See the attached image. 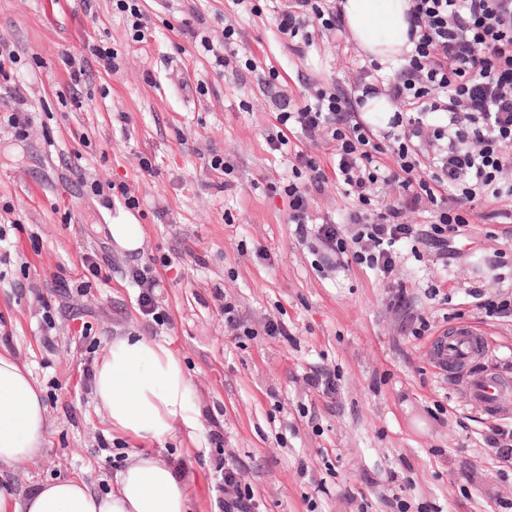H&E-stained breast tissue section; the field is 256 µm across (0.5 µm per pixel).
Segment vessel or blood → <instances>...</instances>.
I'll list each match as a JSON object with an SVG mask.
<instances>
[{
    "label": "vessel or blood",
    "instance_id": "vessel-or-blood-1",
    "mask_svg": "<svg viewBox=\"0 0 512 512\" xmlns=\"http://www.w3.org/2000/svg\"><path fill=\"white\" fill-rule=\"evenodd\" d=\"M475 345L476 333L471 326L458 324L441 336L433 359L440 369L452 366L456 371L465 373L462 391L465 399L482 404L493 415L512 411V395L506 392L497 375L472 371V364L480 358Z\"/></svg>",
    "mask_w": 512,
    "mask_h": 512
}]
</instances>
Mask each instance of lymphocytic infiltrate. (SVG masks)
Here are the masks:
<instances>
[{
    "label": "lymphocytic infiltrate",
    "instance_id": "obj_1",
    "mask_svg": "<svg viewBox=\"0 0 512 512\" xmlns=\"http://www.w3.org/2000/svg\"><path fill=\"white\" fill-rule=\"evenodd\" d=\"M408 39L412 45L400 77L386 89L359 79L345 93L308 89L303 103L283 104L275 116L274 151L292 135L307 142L323 138L332 152L321 162L306 146L295 147L290 162L295 180L281 186L288 198V221L299 241L313 244L321 261L337 258L390 277L402 250L423 249L447 256L448 244L469 222L467 203L476 197H512V0H410ZM342 30L333 0H285L276 10V27L300 51L313 21ZM386 92L398 110L388 129L357 112L368 97ZM335 175L357 202L344 224H317L310 213L312 191ZM397 196L376 201V185ZM424 214L425 228L407 222ZM212 487L218 512H255L243 472L224 455L220 429L209 432Z\"/></svg>",
    "mask_w": 512,
    "mask_h": 512
}]
</instances>
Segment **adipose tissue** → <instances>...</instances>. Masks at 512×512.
Listing matches in <instances>:
<instances>
[{
  "label": "adipose tissue",
  "instance_id": "ef3b65f1",
  "mask_svg": "<svg viewBox=\"0 0 512 512\" xmlns=\"http://www.w3.org/2000/svg\"><path fill=\"white\" fill-rule=\"evenodd\" d=\"M350 39L381 66L408 52V0H340ZM97 408L122 435L162 439L194 429V387L169 346L135 332L112 337L94 371ZM48 409L29 368L0 353V467L41 456ZM0 512H189L172 461L130 454L112 493L101 495L79 478L38 485L20 496L0 492Z\"/></svg>",
  "mask_w": 512,
  "mask_h": 512
}]
</instances>
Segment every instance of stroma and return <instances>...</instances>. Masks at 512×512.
Instances as JSON below:
<instances>
[{"label":"stroma","instance_id":"stroma-1","mask_svg":"<svg viewBox=\"0 0 512 512\" xmlns=\"http://www.w3.org/2000/svg\"><path fill=\"white\" fill-rule=\"evenodd\" d=\"M145 9L137 42L116 0H0V39L17 55L0 81V114L29 117L22 142L0 124V352L28 366L49 413L42 457L0 471V485L20 493L74 477L104 495L138 451L177 460L192 512H215L216 421L258 512H506L512 459L484 438L491 426L512 427V413L492 416L460 398L454 375L431 357L437 336L465 322L486 340L491 370L512 383V313L487 316L469 297L479 288L512 299V231L488 219L495 202L470 203L461 254L448 265L403 255L392 277L405 308H390L385 280L366 267L317 272L287 198L270 190L292 172L267 135L284 100L300 102L313 86L346 89L367 56L320 26L292 52L271 0H146ZM188 16L223 44L228 66L178 32ZM97 46L116 51L117 70L92 55ZM70 55L87 63L74 99ZM216 154L231 173L209 168ZM73 165L83 182L71 179ZM96 181L103 194L92 193ZM111 183L138 208L114 201ZM310 206L316 221L340 224L353 202L331 176ZM126 215L143 228L140 252L112 239L111 224ZM498 250L505 263L490 268ZM89 254L102 277L84 269ZM136 267L157 279L172 324L141 315ZM220 293L253 326L284 322L288 338L231 335ZM418 313L432 325L421 336L410 332ZM128 330L179 356L200 408L194 436H122L97 410L85 372ZM325 368L336 373L332 400L304 382Z\"/></svg>","mask_w":512,"mask_h":512}]
</instances>
